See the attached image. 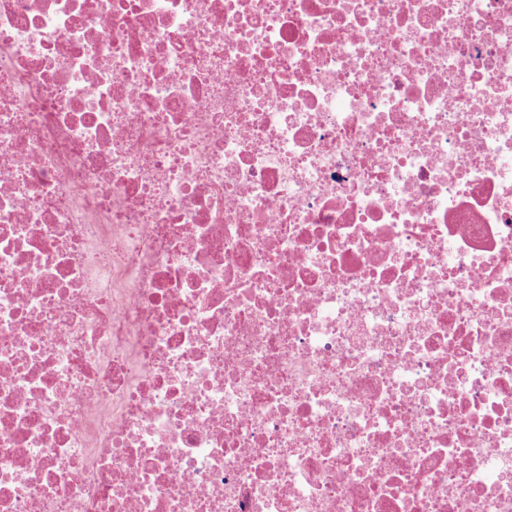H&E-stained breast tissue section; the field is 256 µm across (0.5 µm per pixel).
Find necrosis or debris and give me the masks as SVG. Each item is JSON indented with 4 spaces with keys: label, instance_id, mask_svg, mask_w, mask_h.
Masks as SVG:
<instances>
[{
    "label": "necrosis or debris",
    "instance_id": "necrosis-or-debris-1",
    "mask_svg": "<svg viewBox=\"0 0 512 512\" xmlns=\"http://www.w3.org/2000/svg\"><path fill=\"white\" fill-rule=\"evenodd\" d=\"M0 512H512V0H0Z\"/></svg>",
    "mask_w": 512,
    "mask_h": 512
}]
</instances>
